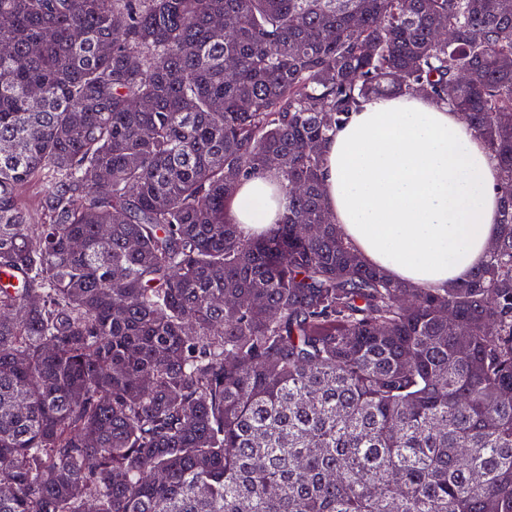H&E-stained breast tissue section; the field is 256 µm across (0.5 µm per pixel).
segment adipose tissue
Here are the masks:
<instances>
[{"label": "adipose tissue", "mask_w": 512, "mask_h": 512, "mask_svg": "<svg viewBox=\"0 0 512 512\" xmlns=\"http://www.w3.org/2000/svg\"><path fill=\"white\" fill-rule=\"evenodd\" d=\"M325 201L364 261L418 288L468 281L500 233V171L486 143L448 103L418 95L370 99L323 149ZM286 206L281 179L241 181L229 206L260 237Z\"/></svg>", "instance_id": "1"}]
</instances>
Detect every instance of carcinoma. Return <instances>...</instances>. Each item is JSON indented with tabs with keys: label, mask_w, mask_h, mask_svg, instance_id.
I'll return each instance as SVG.
<instances>
[{
	"label": "carcinoma",
	"mask_w": 512,
	"mask_h": 512,
	"mask_svg": "<svg viewBox=\"0 0 512 512\" xmlns=\"http://www.w3.org/2000/svg\"><path fill=\"white\" fill-rule=\"evenodd\" d=\"M1 45L0 512H512V0H0ZM397 93L501 169L452 288L366 265L323 197L336 125ZM286 206L281 179L273 171H263L241 181L228 205L233 224L245 237H260L280 222Z\"/></svg>",
	"instance_id": "carcinoma-1"
}]
</instances>
